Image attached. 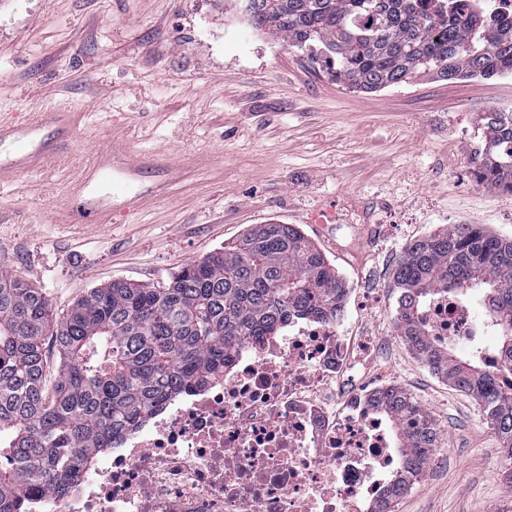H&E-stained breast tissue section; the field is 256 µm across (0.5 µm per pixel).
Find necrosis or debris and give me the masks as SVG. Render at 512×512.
Instances as JSON below:
<instances>
[{
	"label": "necrosis or debris",
	"instance_id": "obj_1",
	"mask_svg": "<svg viewBox=\"0 0 512 512\" xmlns=\"http://www.w3.org/2000/svg\"><path fill=\"white\" fill-rule=\"evenodd\" d=\"M432 346L479 348L512 385L470 301L434 296L417 315ZM374 347L340 321L290 319L236 349L231 366L171 402L66 494L33 492L27 512H369L394 470L378 387L355 385Z\"/></svg>",
	"mask_w": 512,
	"mask_h": 512
}]
</instances>
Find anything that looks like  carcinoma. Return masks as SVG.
I'll return each mask as SVG.
<instances>
[{"label": "carcinoma", "mask_w": 512, "mask_h": 512, "mask_svg": "<svg viewBox=\"0 0 512 512\" xmlns=\"http://www.w3.org/2000/svg\"><path fill=\"white\" fill-rule=\"evenodd\" d=\"M251 25L291 47L314 46L340 86L375 92L423 76L483 79L512 73V20L473 0H243ZM480 186L512 192V113H482ZM407 307L396 328L453 389L480 402L512 463V389L481 356L432 348L416 325L432 297L481 294L512 367V240L456 224L408 245L394 270ZM347 289L319 247L294 224H256L183 266L161 288L124 280L93 288L63 316L46 293L0 271V512L23 492L65 493L189 387L229 367L230 351L276 332L292 316L336 315ZM59 365L46 390L45 339ZM378 407L411 452L371 512H394L437 447L434 420L406 391Z\"/></svg>", "instance_id": "1"}]
</instances>
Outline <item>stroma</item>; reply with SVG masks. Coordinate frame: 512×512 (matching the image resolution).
I'll return each mask as SVG.
<instances>
[{
  "mask_svg": "<svg viewBox=\"0 0 512 512\" xmlns=\"http://www.w3.org/2000/svg\"><path fill=\"white\" fill-rule=\"evenodd\" d=\"M237 0H0V131L63 104L71 132L51 167L0 183V269L43 289L62 315L115 280L151 286L270 221L301 226L371 308L341 328L376 336L359 381L410 393L433 418L439 444L395 512H502L512 490L491 464L501 443L479 402L421 363L394 324L393 270L406 246L453 224L512 239V192L476 185L480 112L512 111V74L422 77L372 93L338 86L323 59L252 31ZM164 152L148 170L139 209L74 224L69 208L88 168L112 154ZM336 200V221L305 213Z\"/></svg>",
  "mask_w": 512,
  "mask_h": 512,
  "instance_id": "35a3bbf8",
  "label": "stroma"
}]
</instances>
